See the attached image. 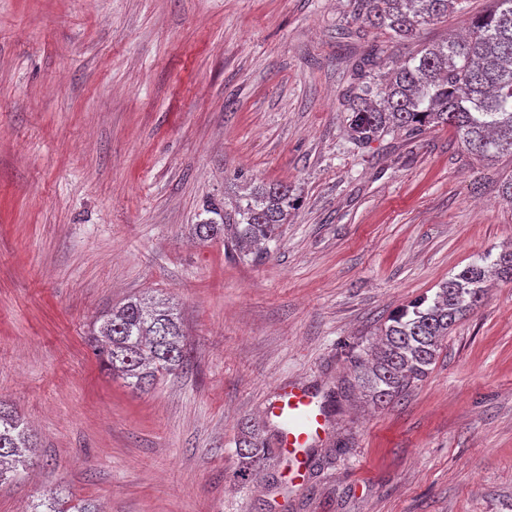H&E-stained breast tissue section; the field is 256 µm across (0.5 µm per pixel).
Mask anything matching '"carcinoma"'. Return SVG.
I'll use <instances>...</instances> for the list:
<instances>
[{
  "label": "carcinoma",
  "mask_w": 512,
  "mask_h": 512,
  "mask_svg": "<svg viewBox=\"0 0 512 512\" xmlns=\"http://www.w3.org/2000/svg\"><path fill=\"white\" fill-rule=\"evenodd\" d=\"M363 22L387 30L397 41L421 27L462 11L467 0H358ZM475 18L469 36L449 38L408 56L386 82H362L348 95L350 139L368 145L391 128L416 134L431 125L454 127L470 152L482 157L512 153V0H492ZM293 198L288 187L262 184L231 207L205 209L194 225L202 241L223 239L240 254L273 241ZM473 262L448 279L435 297H423L391 318L382 343L372 349V366L358 377L375 402H388L423 378L441 341L481 301L489 268L512 279V252L490 265ZM90 347L104 370L145 392L184 368L187 336L180 314L165 300L131 298L101 317ZM244 478L266 465L273 449L262 430L245 423L235 441ZM35 462L28 424L0 403V483L25 473Z\"/></svg>",
  "instance_id": "carcinoma-1"
}]
</instances>
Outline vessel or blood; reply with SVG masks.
I'll list each match as a JSON object with an SVG mask.
<instances>
[{
  "mask_svg": "<svg viewBox=\"0 0 512 512\" xmlns=\"http://www.w3.org/2000/svg\"><path fill=\"white\" fill-rule=\"evenodd\" d=\"M265 417L279 425V446L288 453L309 447L327 427L322 405L309 389L301 385L281 389L268 405Z\"/></svg>",
  "mask_w": 512,
  "mask_h": 512,
  "instance_id": "obj_1",
  "label": "vessel or blood"
}]
</instances>
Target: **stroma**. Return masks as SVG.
<instances>
[{
    "instance_id": "35a3bbf8",
    "label": "stroma",
    "mask_w": 512,
    "mask_h": 512,
    "mask_svg": "<svg viewBox=\"0 0 512 512\" xmlns=\"http://www.w3.org/2000/svg\"><path fill=\"white\" fill-rule=\"evenodd\" d=\"M490 0L399 42L356 0H0V399L35 464L0 512H512V279L492 276L427 375L374 404L354 360L391 315L512 250V154L452 127L347 135L361 58L465 34ZM283 184L263 255L200 241L207 202ZM168 300L191 362L147 392L105 374L97 317ZM316 389L326 435L236 477L242 422Z\"/></svg>"
}]
</instances>
